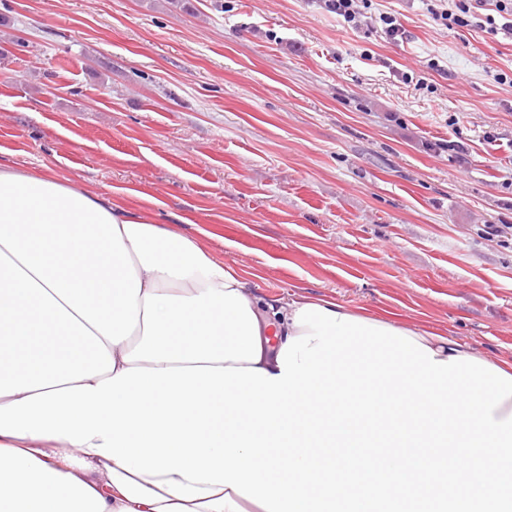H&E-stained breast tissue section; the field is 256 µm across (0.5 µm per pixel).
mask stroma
Here are the masks:
<instances>
[{
  "label": "stroma",
  "instance_id": "35a3bbf8",
  "mask_svg": "<svg viewBox=\"0 0 512 512\" xmlns=\"http://www.w3.org/2000/svg\"><path fill=\"white\" fill-rule=\"evenodd\" d=\"M0 0V164L512 365V36L372 0ZM507 225L491 239L485 225ZM327 11L336 14L338 17H342L344 21L351 22L356 19V15L363 16L366 19H370L369 22L379 26L381 32L390 39L402 38L405 34L401 23L398 19L389 13L379 14L373 16L372 14L364 16L363 13L358 9L357 2H362L364 8H369V0H321Z\"/></svg>",
  "mask_w": 512,
  "mask_h": 512
}]
</instances>
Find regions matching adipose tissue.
Here are the masks:
<instances>
[{
    "label": "adipose tissue",
    "instance_id": "1",
    "mask_svg": "<svg viewBox=\"0 0 512 512\" xmlns=\"http://www.w3.org/2000/svg\"><path fill=\"white\" fill-rule=\"evenodd\" d=\"M299 297L258 298L192 237L0 165V405L130 367L280 372ZM0 512H263L222 485L135 475L87 446L0 435Z\"/></svg>",
    "mask_w": 512,
    "mask_h": 512
}]
</instances>
